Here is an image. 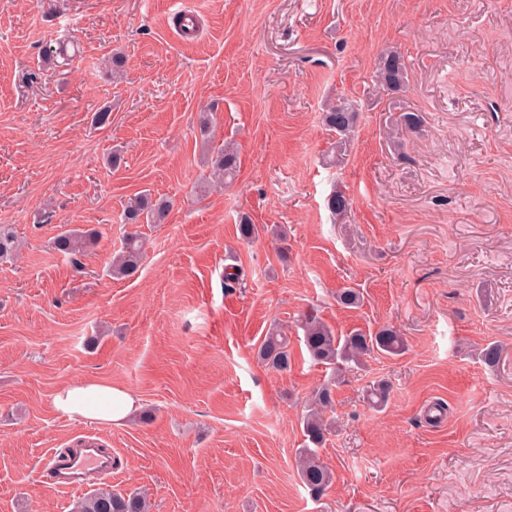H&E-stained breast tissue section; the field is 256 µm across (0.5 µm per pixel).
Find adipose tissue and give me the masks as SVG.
<instances>
[{"instance_id":"1","label":"adipose tissue","mask_w":512,"mask_h":512,"mask_svg":"<svg viewBox=\"0 0 512 512\" xmlns=\"http://www.w3.org/2000/svg\"><path fill=\"white\" fill-rule=\"evenodd\" d=\"M57 411L97 424H119L137 411L134 394L109 382L83 380L60 387L53 396Z\"/></svg>"}]
</instances>
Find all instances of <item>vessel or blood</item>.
<instances>
[{
  "label": "vessel or blood",
  "mask_w": 512,
  "mask_h": 512,
  "mask_svg": "<svg viewBox=\"0 0 512 512\" xmlns=\"http://www.w3.org/2000/svg\"><path fill=\"white\" fill-rule=\"evenodd\" d=\"M49 479L59 488H77L87 477L112 472V453L94 438L81 439L76 447L53 453L47 469Z\"/></svg>",
  "instance_id": "vessel-or-blood-1"
}]
</instances>
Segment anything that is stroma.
I'll use <instances>...</instances> for the list:
<instances>
[{"label": "stroma", "mask_w": 512, "mask_h": 512, "mask_svg": "<svg viewBox=\"0 0 512 512\" xmlns=\"http://www.w3.org/2000/svg\"><path fill=\"white\" fill-rule=\"evenodd\" d=\"M51 39L77 45L68 68L43 61ZM388 47L408 65L398 96L375 88ZM338 98L360 117L331 167ZM406 111L423 123L400 152L388 130ZM227 141L238 174L207 190ZM146 190L173 206L141 225L138 275L114 279L124 209ZM244 216L285 249L240 239ZM1 224L24 245L0 262V512H73L93 486L59 489L45 463L87 435L112 451L104 488L145 492L150 512H512V0H0ZM66 229L100 239L73 260L53 248ZM343 287L360 309L337 304ZM310 310L408 343L335 388L317 501L295 462L326 374L300 342ZM273 323L291 338L285 371L258 358ZM492 341L493 368L478 357ZM89 379L131 390L139 413L56 411L60 386ZM380 381L375 410L363 396Z\"/></svg>", "instance_id": "stroma-1"}]
</instances>
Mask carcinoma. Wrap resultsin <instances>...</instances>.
I'll list each match as a JSON object with an SVG mask.
<instances>
[{"label": "carcinoma", "mask_w": 512, "mask_h": 512, "mask_svg": "<svg viewBox=\"0 0 512 512\" xmlns=\"http://www.w3.org/2000/svg\"><path fill=\"white\" fill-rule=\"evenodd\" d=\"M377 83L385 91L399 92L408 84V66L401 53L387 50L380 58L376 72ZM325 124L336 134L333 159L340 161L348 152L350 137L359 119V112L346 101H337L326 107ZM211 171L218 182L228 184L237 174V153L230 145L219 149L211 158ZM172 207L165 198L156 200L148 194L136 198L125 210V223L134 228L127 234L122 251L113 258L110 267L112 276L125 279L138 273L146 250V242L138 231L140 224H161ZM327 207L332 215L344 216L350 210V198L341 190L328 197ZM96 242L93 231H69L59 233L53 241L54 249L68 257L75 256L92 247ZM21 241L13 228L0 225V261L16 257ZM362 294L354 288H341L336 292V303L347 309H356L362 304ZM302 342L311 359L331 370L330 378L319 386L307 403L302 418L304 446L297 450L298 474L302 484L314 498L321 497L333 482V473L319 457V449L330 434L332 422L324 414L332 409L333 387L352 366L374 351L390 357L402 355L407 347L402 334L390 327L376 332L355 329L342 336L328 324L312 314L301 322ZM502 345L486 344L480 352L482 361L488 366L498 364ZM258 357L266 366L284 371L290 367L292 354L288 334L277 325L271 326L259 346ZM390 387L384 382L369 389L367 400L375 407L386 404ZM148 505L138 493L121 494L110 489H100L89 498L79 502L75 512H147Z\"/></svg>", "instance_id": "carcinoma-1"}]
</instances>
